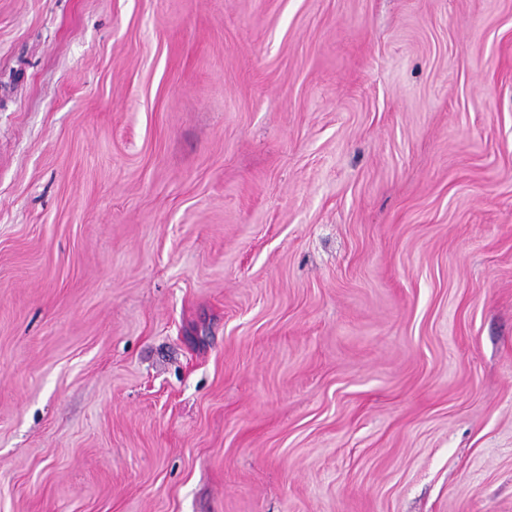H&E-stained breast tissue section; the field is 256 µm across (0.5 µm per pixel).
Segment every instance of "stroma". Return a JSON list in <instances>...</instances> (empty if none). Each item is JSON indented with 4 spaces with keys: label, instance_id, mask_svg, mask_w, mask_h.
Returning <instances> with one entry per match:
<instances>
[{
    "label": "stroma",
    "instance_id": "35a3bbf8",
    "mask_svg": "<svg viewBox=\"0 0 512 512\" xmlns=\"http://www.w3.org/2000/svg\"><path fill=\"white\" fill-rule=\"evenodd\" d=\"M0 512H512V0H0Z\"/></svg>",
    "mask_w": 512,
    "mask_h": 512
}]
</instances>
